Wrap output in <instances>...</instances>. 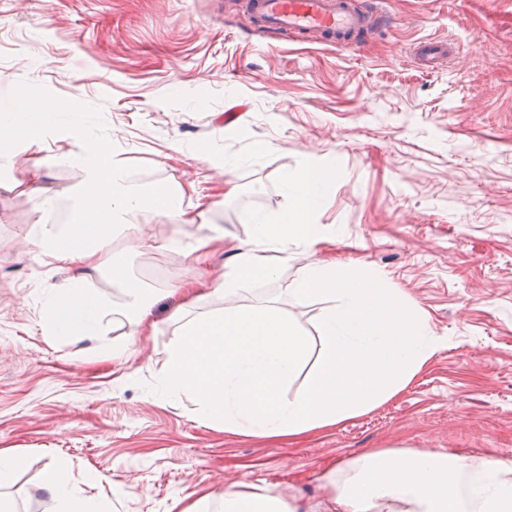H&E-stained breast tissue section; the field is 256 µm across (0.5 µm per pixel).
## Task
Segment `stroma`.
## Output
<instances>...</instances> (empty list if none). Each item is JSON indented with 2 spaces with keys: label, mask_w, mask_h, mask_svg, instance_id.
Here are the masks:
<instances>
[{
  "label": "stroma",
  "mask_w": 512,
  "mask_h": 512,
  "mask_svg": "<svg viewBox=\"0 0 512 512\" xmlns=\"http://www.w3.org/2000/svg\"><path fill=\"white\" fill-rule=\"evenodd\" d=\"M359 4L375 6L373 32L339 46L269 30L246 0H0V98H79L75 123L109 142L132 188L192 182L216 199L193 224L131 215L142 232L127 270L155 328L141 334L105 270L92 280L104 334L74 346L50 336L45 303L68 272L28 234L68 215L84 174L40 167L62 191L50 209L0 190V448L26 459L0 497L15 512L35 500L55 512L40 488L51 464L72 496L112 512H180L185 495L235 481L324 512L325 470L374 448L512 461V0ZM430 40L451 48L434 70L416 57ZM313 161L337 170L317 214L333 232L325 250L405 289L440 347L405 389L340 426L293 443L230 435L191 394L157 390L187 247L207 224L248 239L249 216L285 211L284 175ZM288 252L234 301L284 307L311 260ZM228 302L184 307L208 316Z\"/></svg>",
  "instance_id": "obj_1"
}]
</instances>
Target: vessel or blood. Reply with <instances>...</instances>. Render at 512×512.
Masks as SVG:
<instances>
[{"mask_svg":"<svg viewBox=\"0 0 512 512\" xmlns=\"http://www.w3.org/2000/svg\"><path fill=\"white\" fill-rule=\"evenodd\" d=\"M252 13L270 29L317 34L339 44L355 42L368 31L350 0H253Z\"/></svg>","mask_w":512,"mask_h":512,"instance_id":"obj_1","label":"vessel or blood"}]
</instances>
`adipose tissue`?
I'll list each match as a JSON object with an SVG mask.
<instances>
[{
    "label": "adipose tissue",
    "instance_id": "adipose-tissue-1",
    "mask_svg": "<svg viewBox=\"0 0 512 512\" xmlns=\"http://www.w3.org/2000/svg\"><path fill=\"white\" fill-rule=\"evenodd\" d=\"M78 100L57 101L25 90L0 100V142L28 138L33 129L55 127L61 112ZM76 147L63 159L80 168L84 187L65 224H35V245L76 271L46 305L51 333L68 343L102 335L101 302L91 279L102 270L125 288L130 310L145 320L147 298L126 271L125 256L138 237L128 215L146 210L160 223L185 224L196 192L193 184L134 191L126 167L97 138L73 129ZM336 182L334 166L312 162L287 174V210L250 218V240L238 247L219 281L203 279L191 265L178 292L192 304L206 292L233 297L256 279L274 278L288 261V247L308 250L328 238L316 214ZM293 305L324 299L317 338L305 336L284 309L236 306L200 317L180 331L164 393L194 395L204 418L233 434L296 438L340 425L390 400L417 376L438 343L427 315L398 288L349 265L317 257L292 282ZM305 387L291 392L300 375ZM346 478L328 471L329 512H512V463L493 457L478 461L456 452L380 449L364 453ZM298 512L274 489L243 482L195 498L183 512Z\"/></svg>",
    "mask_w": 512,
    "mask_h": 512
}]
</instances>
